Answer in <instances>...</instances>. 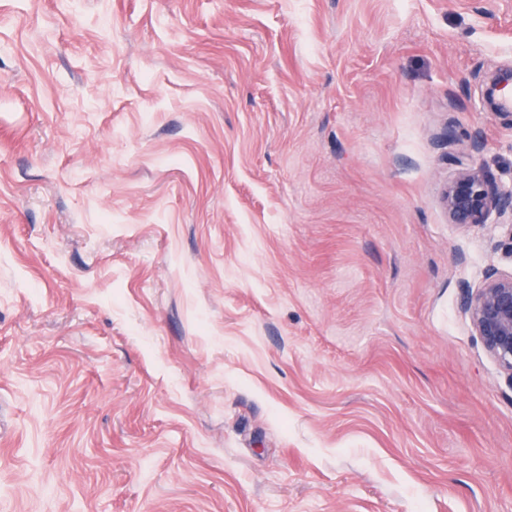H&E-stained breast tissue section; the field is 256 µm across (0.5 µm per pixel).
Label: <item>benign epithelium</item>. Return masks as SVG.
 <instances>
[{
    "instance_id": "1",
    "label": "benign epithelium",
    "mask_w": 512,
    "mask_h": 512,
    "mask_svg": "<svg viewBox=\"0 0 512 512\" xmlns=\"http://www.w3.org/2000/svg\"><path fill=\"white\" fill-rule=\"evenodd\" d=\"M511 89L512 71L497 74L483 92L487 111L499 113V98ZM449 161L458 167L441 191L449 223L463 229L484 224L512 227V182L497 181L468 158L451 156ZM461 308L483 349L512 386V272L491 269L478 287L462 288Z\"/></svg>"
}]
</instances>
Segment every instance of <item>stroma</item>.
<instances>
[{
	"label": "stroma",
	"mask_w": 512,
	"mask_h": 512,
	"mask_svg": "<svg viewBox=\"0 0 512 512\" xmlns=\"http://www.w3.org/2000/svg\"><path fill=\"white\" fill-rule=\"evenodd\" d=\"M509 69L512 0H0V512H512L441 201Z\"/></svg>",
	"instance_id": "stroma-1"
}]
</instances>
